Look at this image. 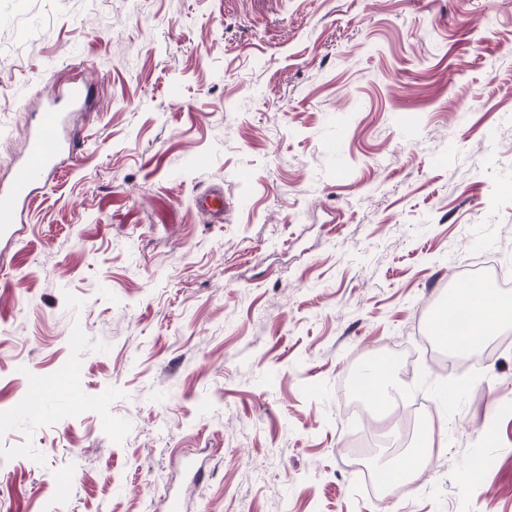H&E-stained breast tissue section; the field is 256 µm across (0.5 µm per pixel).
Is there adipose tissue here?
<instances>
[{
	"instance_id": "ef3b65f1",
	"label": "adipose tissue",
	"mask_w": 512,
	"mask_h": 512,
	"mask_svg": "<svg viewBox=\"0 0 512 512\" xmlns=\"http://www.w3.org/2000/svg\"><path fill=\"white\" fill-rule=\"evenodd\" d=\"M456 299L469 313L471 329L466 335L452 336L448 333L447 322L439 323V333L450 337L449 352L453 353L487 340L503 323L512 320V304L504 303L495 289L466 286L459 289ZM433 442V431L422 430L417 448L385 468L389 486H412L431 460Z\"/></svg>"
}]
</instances>
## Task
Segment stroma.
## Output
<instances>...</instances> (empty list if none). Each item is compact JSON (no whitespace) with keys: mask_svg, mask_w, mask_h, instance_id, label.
Masks as SVG:
<instances>
[{"mask_svg":"<svg viewBox=\"0 0 512 512\" xmlns=\"http://www.w3.org/2000/svg\"><path fill=\"white\" fill-rule=\"evenodd\" d=\"M78 81L0 241V512H158L198 451L190 512H512V322L479 375L411 359L410 427L373 417L372 472L441 427L412 493L366 490L344 410L477 248L512 279V0H0V179ZM88 87L80 82L68 86L64 105L44 106L37 123L29 130L22 156L14 162L6 184H0V239L11 238L24 224L37 190L54 177L75 143L66 131L65 108L81 109L88 99ZM197 208L209 214L214 219H220L224 216V189L221 187H211L196 196Z\"/></svg>","mask_w":512,"mask_h":512,"instance_id":"35a3bbf8","label":"stroma"}]
</instances>
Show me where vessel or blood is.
Instances as JSON below:
<instances>
[{
	"instance_id": "1",
	"label": "vessel or blood",
	"mask_w": 512,
	"mask_h": 512,
	"mask_svg": "<svg viewBox=\"0 0 512 512\" xmlns=\"http://www.w3.org/2000/svg\"><path fill=\"white\" fill-rule=\"evenodd\" d=\"M88 94L85 84H70L63 104L45 105L37 123L29 130L22 156L15 161L8 182L0 184L1 240L12 237L16 227L24 223L37 190L57 174L64 157L72 154L75 143L66 130L65 111L83 108ZM195 202L200 211L212 218L224 215L221 187L199 193Z\"/></svg>"
}]
</instances>
